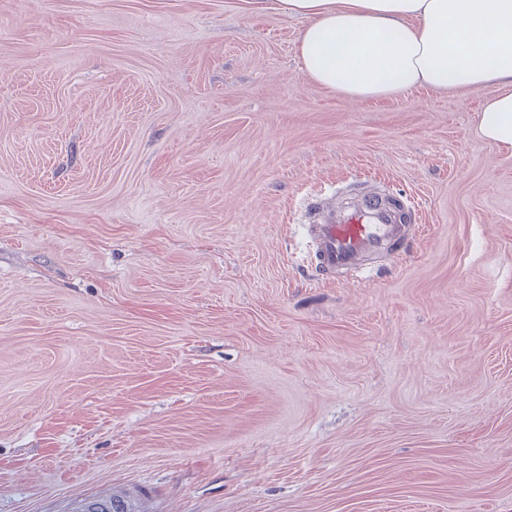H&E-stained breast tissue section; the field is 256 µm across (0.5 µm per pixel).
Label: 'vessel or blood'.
Returning <instances> with one entry per match:
<instances>
[{
  "label": "vessel or blood",
  "mask_w": 512,
  "mask_h": 512,
  "mask_svg": "<svg viewBox=\"0 0 512 512\" xmlns=\"http://www.w3.org/2000/svg\"><path fill=\"white\" fill-rule=\"evenodd\" d=\"M304 254L317 272L366 278L373 256L404 255L420 226L412 203L369 190L348 200L315 196L305 201Z\"/></svg>",
  "instance_id": "b4317fda"
}]
</instances>
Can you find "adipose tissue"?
I'll use <instances>...</instances> for the list:
<instances>
[{
    "label": "adipose tissue",
    "mask_w": 512,
    "mask_h": 512,
    "mask_svg": "<svg viewBox=\"0 0 512 512\" xmlns=\"http://www.w3.org/2000/svg\"><path fill=\"white\" fill-rule=\"evenodd\" d=\"M306 22L297 52L314 84L350 99L417 86L486 89L478 131L512 153V0H275Z\"/></svg>",
    "instance_id": "obj_1"
}]
</instances>
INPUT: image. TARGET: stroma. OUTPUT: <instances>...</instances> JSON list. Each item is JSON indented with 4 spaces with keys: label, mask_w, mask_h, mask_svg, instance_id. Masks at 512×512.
<instances>
[{
    "label": "stroma",
    "mask_w": 512,
    "mask_h": 512,
    "mask_svg": "<svg viewBox=\"0 0 512 512\" xmlns=\"http://www.w3.org/2000/svg\"><path fill=\"white\" fill-rule=\"evenodd\" d=\"M272 0H0V512H512V155L346 100ZM411 195L363 281L306 198ZM80 512H141L136 502L126 494H112L111 497L89 501Z\"/></svg>",
    "instance_id": "stroma-1"
}]
</instances>
